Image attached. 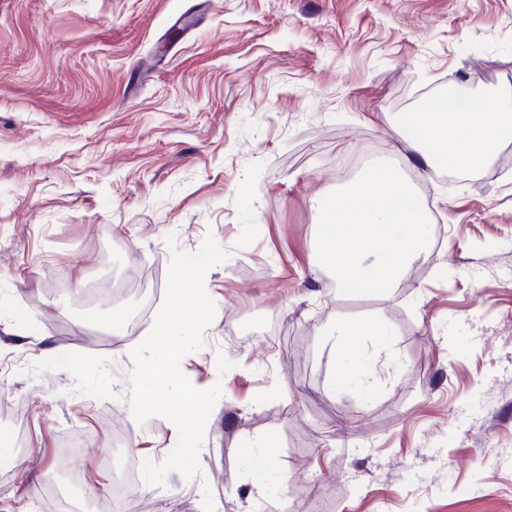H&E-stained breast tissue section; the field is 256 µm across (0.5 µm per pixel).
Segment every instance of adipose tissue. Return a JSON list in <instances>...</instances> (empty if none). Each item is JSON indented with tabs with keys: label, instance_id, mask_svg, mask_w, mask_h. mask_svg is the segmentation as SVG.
Returning <instances> with one entry per match:
<instances>
[{
	"label": "adipose tissue",
	"instance_id": "adipose-tissue-1",
	"mask_svg": "<svg viewBox=\"0 0 512 512\" xmlns=\"http://www.w3.org/2000/svg\"><path fill=\"white\" fill-rule=\"evenodd\" d=\"M508 128H512L511 91H503L490 108L470 97L434 100L422 122L425 148L418 153V163L428 169H478L493 157ZM387 333V327L380 324L337 320L327 332L333 374L348 375V356L358 338Z\"/></svg>",
	"mask_w": 512,
	"mask_h": 512
}]
</instances>
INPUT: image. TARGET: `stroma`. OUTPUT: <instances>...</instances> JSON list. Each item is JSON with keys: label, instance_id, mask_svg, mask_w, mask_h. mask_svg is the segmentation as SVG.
I'll list each match as a JSON object with an SVG mask.
<instances>
[{"label": "stroma", "instance_id": "1", "mask_svg": "<svg viewBox=\"0 0 512 512\" xmlns=\"http://www.w3.org/2000/svg\"><path fill=\"white\" fill-rule=\"evenodd\" d=\"M508 87L512 0H0V512H47L39 470L115 512L102 456L166 459L177 432L136 422L130 351L167 236L209 234L232 256L180 364L222 387L201 472L125 512H512V140L463 181L406 161L426 96ZM378 159L442 244L388 294L345 296L314 265L312 202ZM339 319L391 332L336 381Z\"/></svg>", "mask_w": 512, "mask_h": 512}]
</instances>
